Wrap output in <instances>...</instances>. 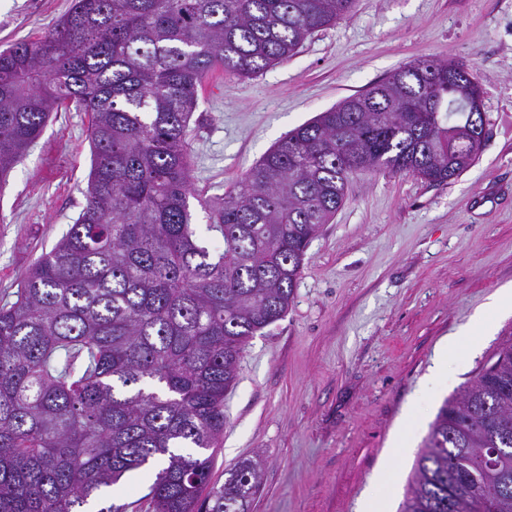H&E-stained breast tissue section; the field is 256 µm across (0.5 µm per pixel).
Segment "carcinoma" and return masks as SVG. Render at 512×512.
<instances>
[{
    "label": "carcinoma",
    "mask_w": 512,
    "mask_h": 512,
    "mask_svg": "<svg viewBox=\"0 0 512 512\" xmlns=\"http://www.w3.org/2000/svg\"><path fill=\"white\" fill-rule=\"evenodd\" d=\"M356 0H73L48 33L0 51V179L50 116L91 115L74 224L0 302V512H85L104 487L167 458L152 512H250L260 461L210 484L224 396L258 331L282 319L310 242L350 177L444 183L479 160L481 95L463 63L418 60L280 139L192 227L187 128L203 79L250 77L298 52ZM501 448L499 469L480 455ZM399 512H512V331L445 400ZM190 205L193 212L194 224L192 227L195 229L196 236L199 237L202 245L207 246L210 251L222 249L224 244L220 236L207 229V224H209L207 212L201 209L197 201L192 197H190Z\"/></svg>",
    "instance_id": "obj_1"
}]
</instances>
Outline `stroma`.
Returning <instances> with one entry per match:
<instances>
[{
	"mask_svg": "<svg viewBox=\"0 0 512 512\" xmlns=\"http://www.w3.org/2000/svg\"><path fill=\"white\" fill-rule=\"evenodd\" d=\"M71 0H0V49L46 34ZM476 71L486 137L479 161L446 183L388 170L354 175L310 243L287 314L241 353L224 399L211 484L257 456L251 512H360L378 491L398 512L417 455L446 399L472 380L512 328L498 313L475 351L448 361V340L512 289V0H356L298 52L257 76L217 70L190 121L192 188L210 198L242 180L289 131L415 60ZM88 113L59 108L0 180V297L82 210L90 171ZM400 479L378 486L392 448ZM156 459L103 488L95 508L151 512Z\"/></svg>",
	"mask_w": 512,
	"mask_h": 512,
	"instance_id": "obj_1",
	"label": "stroma"
}]
</instances>
